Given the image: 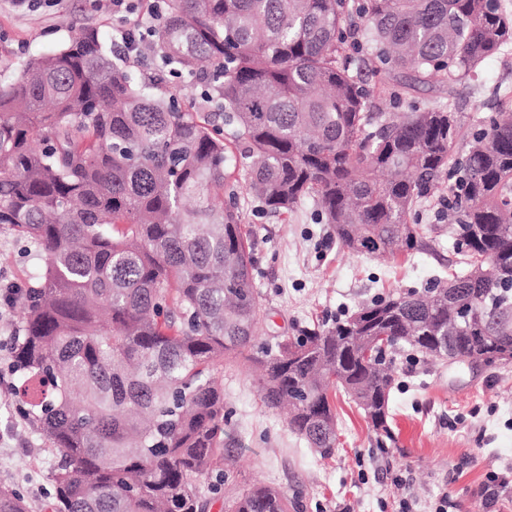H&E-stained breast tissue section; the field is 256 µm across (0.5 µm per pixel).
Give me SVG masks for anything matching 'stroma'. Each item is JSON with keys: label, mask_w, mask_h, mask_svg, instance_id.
Instances as JSON below:
<instances>
[{"label": "stroma", "mask_w": 512, "mask_h": 512, "mask_svg": "<svg viewBox=\"0 0 512 512\" xmlns=\"http://www.w3.org/2000/svg\"><path fill=\"white\" fill-rule=\"evenodd\" d=\"M81 25L97 28L109 50L128 27L95 0H32L27 8L0 0V78L19 74L31 56L61 48ZM497 86L512 88V45L462 94L452 97L436 86L412 97L432 106L454 105L467 132L495 107ZM232 188L255 240L253 277L265 308L256 343L347 317L392 291H424L468 269L448 222L439 217L440 197L420 211L427 248L388 262L344 249L333 226L319 221L312 200L278 214L247 196L243 181ZM43 264L35 244L0 228V286H27ZM409 355L404 349L390 356L394 444L377 447L362 410L340 391L333 398L338 440L328 457L265 407L249 364H225V463L235 485L279 488L292 501V512H399L401 493L392 483L399 474L409 478L418 512H434L443 493L460 512H512V487L493 506L480 493L489 472L512 467V362L487 367L423 354L413 362ZM53 457L32 424L17 415L11 394L0 393V487L19 492L29 512H51Z\"/></svg>", "instance_id": "obj_1"}]
</instances>
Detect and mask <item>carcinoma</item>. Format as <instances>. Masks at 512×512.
Instances as JSON below:
<instances>
[{
	"instance_id": "cac0c4a2",
	"label": "carcinoma",
	"mask_w": 512,
	"mask_h": 512,
	"mask_svg": "<svg viewBox=\"0 0 512 512\" xmlns=\"http://www.w3.org/2000/svg\"><path fill=\"white\" fill-rule=\"evenodd\" d=\"M361 26L344 29L351 17ZM151 42L169 89L138 82L99 34L31 57L0 80V225L45 254L13 347L16 409L57 451L54 512H209L197 480L224 471V388L242 357L270 409L326 457L331 391L394 442L385 350L403 344L512 360V109L504 99L462 152L452 107L380 111L418 87L453 95L512 43L498 0H164ZM367 59L370 87L353 70ZM201 88L214 110L180 105ZM285 213L305 199L343 248L393 259L425 246L409 222L448 178L468 272L431 297L393 292L331 325L257 345L254 241L235 196ZM388 336L376 356L360 344ZM246 485L224 512H288ZM0 512H28L0 488Z\"/></svg>"
}]
</instances>
